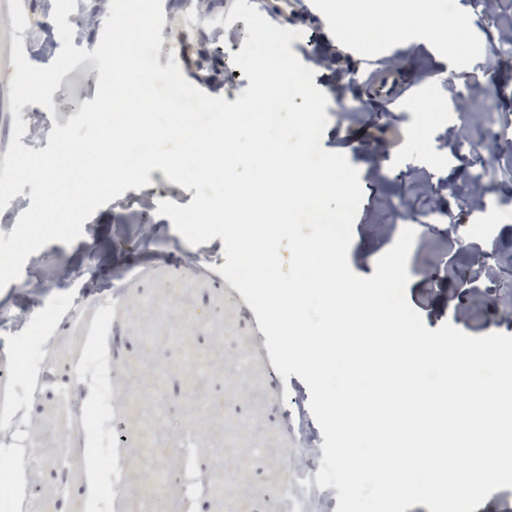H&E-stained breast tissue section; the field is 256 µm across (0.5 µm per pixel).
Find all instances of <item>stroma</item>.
Wrapping results in <instances>:
<instances>
[{"mask_svg":"<svg viewBox=\"0 0 512 512\" xmlns=\"http://www.w3.org/2000/svg\"><path fill=\"white\" fill-rule=\"evenodd\" d=\"M336 0H317L316 18L303 12V0H288L281 14L265 12L277 26L301 31L291 50L311 68L316 86L328 98L329 120L321 144L343 154L360 174L362 201L353 223L348 253L352 270L372 276L377 259L407 224L428 208L441 213L442 224H422L409 254L408 303L428 329L451 323L473 336L493 332L512 335V153L489 156L468 152L488 124L487 102L496 96L501 112L512 114V0H453L470 48L449 49L434 37L433 23H412L401 37H385L356 50L341 52L343 35ZM193 5L164 7L158 63L177 61L191 77L190 57L181 51L183 36L193 34ZM50 0H0V161L9 149L14 116L39 123L37 136L23 135L24 147L45 149L54 125H66L70 113L43 122L45 110L24 105L12 113L10 76L13 39L21 37L27 60L49 65L62 43L52 20ZM316 33L332 45L334 61L316 59L303 40ZM393 72L398 86L415 82L411 97L397 109L361 107L368 75ZM99 80L95 60L66 73L58 93L94 100ZM442 102L447 121L434 124L423 143L413 127L421 101ZM389 125L395 141L387 150L364 152L365 126ZM483 174L487 209L468 211L450 186L463 185L466 173ZM150 223L142 238V223ZM453 224H494L495 234L457 239ZM209 267L226 262L222 238L192 246L181 240L170 218L151 214L142 220L117 197L84 222L72 244L53 241L31 254L20 278L0 290V318L15 319L14 331L0 332V430L9 428L16 406L34 425L26 454L0 445V468L18 472L40 512H110L94 499L100 454L111 450L113 435L125 438L121 464L129 492L127 512H146L160 503L168 512H275L287 451L296 439L283 430L284 399L308 402L310 393L297 375L282 378L270 364L268 348L255 336L248 313L223 278L194 273L187 257ZM497 259V279L479 273L485 257ZM126 285L120 304L112 302V285ZM51 321H44L45 312ZM209 317L208 326L193 317ZM44 325L46 343L29 352V365L44 374L46 385L35 399L25 397L14 369L19 341ZM186 337L207 365L188 379L179 361L177 337ZM81 383H74L75 367ZM79 386L99 403L100 422L77 423L65 393ZM172 470L157 486L158 468ZM209 472L224 494L198 491L184 504L186 469Z\"/></svg>","mask_w":512,"mask_h":512,"instance_id":"obj_1","label":"stroma"}]
</instances>
